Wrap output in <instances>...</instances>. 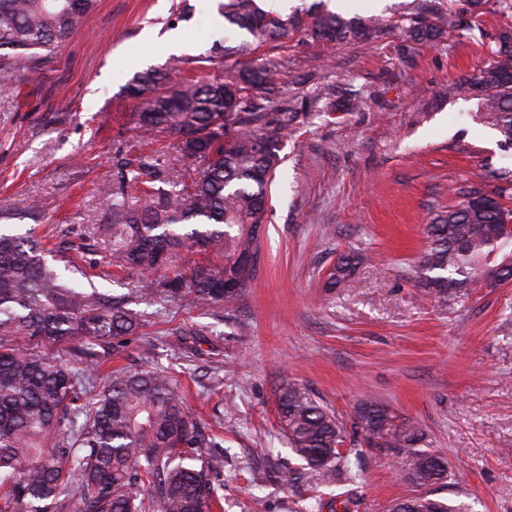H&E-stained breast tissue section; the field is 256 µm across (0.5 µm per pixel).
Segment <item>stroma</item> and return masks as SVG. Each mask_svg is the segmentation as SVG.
<instances>
[{"label":"stroma","mask_w":512,"mask_h":512,"mask_svg":"<svg viewBox=\"0 0 512 512\" xmlns=\"http://www.w3.org/2000/svg\"><path fill=\"white\" fill-rule=\"evenodd\" d=\"M217 0H99L80 29L52 54L18 62L0 87V231L40 237L72 285L130 294L135 277L115 275L109 205L117 150L139 148L143 108L124 86L173 55L202 78L232 77L235 56L217 53L240 34ZM322 7L364 23L380 38L326 47L299 35L269 43L257 62L276 72L274 112L298 119L268 187L270 219L257 279L238 301L207 308L132 301L136 334L98 375L160 367L172 373L205 437L224 448L213 478V512H295L301 499L331 491L317 474L268 478L273 456L294 457L277 427V387L305 385L347 430L361 471L352 512H389L419 494L409 449L368 447L356 406L371 399L413 426L421 445L448 463L432 498L469 512H512V283L444 309L416 283L426 227L455 190L483 168L512 167V148L479 119L477 100L449 98L512 17L488 0L481 15L465 0H388L355 9L341 0H288L284 15ZM447 10L462 14L466 36L435 45L405 41L398 23ZM359 89L361 110L325 113L316 94ZM30 198L37 211L20 212ZM369 255L357 288H326V272L350 250ZM195 330L194 341L180 330Z\"/></svg>","instance_id":"stroma-1"}]
</instances>
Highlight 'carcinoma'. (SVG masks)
<instances>
[{
  "mask_svg": "<svg viewBox=\"0 0 512 512\" xmlns=\"http://www.w3.org/2000/svg\"><path fill=\"white\" fill-rule=\"evenodd\" d=\"M97 0H0V75L12 62L51 53L92 13ZM218 13L242 41L244 56L269 42H286L298 29L325 46L355 43L379 30L336 13L284 17L259 0H222ZM454 12L434 20L416 16L402 28L410 40L433 45L446 31H463ZM489 61L473 76L448 86V96L481 101L483 118L512 146V35L499 34ZM165 68L135 74L128 96L144 101L141 140L166 133L175 139L179 170L157 157L113 158L117 190L138 188L136 203L112 200V266L136 274L134 294L145 302L188 299L199 306L238 300L256 279L268 222L266 187L298 112L270 116L274 88L266 66L243 64L230 82L176 77ZM512 168L476 174L457 188L458 201L427 226L429 243L416 263L417 283L439 305L512 281V209L502 202ZM170 189H164V186ZM201 255L185 271L159 274L176 253ZM360 251L340 255L326 287L352 288L365 262ZM129 299L95 286L75 290L45 258L41 243L0 233V512H211L218 488L212 474L223 460L207 448L193 413L169 373L115 369L109 387L81 395L115 351L110 341L136 333L141 320ZM74 344L81 368L50 356L48 345ZM279 433L296 458L344 485L358 479L349 464L345 428L310 391L283 383L277 395ZM368 444L410 448V477L419 487L448 477L444 459L417 448L416 431L396 422L375 401L355 412ZM402 512H464L426 495L394 503Z\"/></svg>",
  "mask_w": 512,
  "mask_h": 512,
  "instance_id": "obj_1",
  "label": "carcinoma"
}]
</instances>
